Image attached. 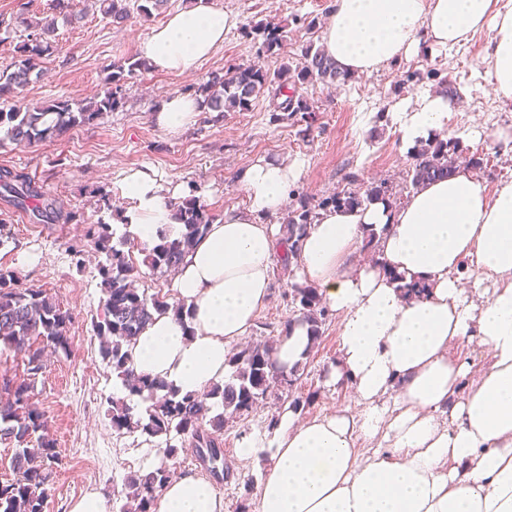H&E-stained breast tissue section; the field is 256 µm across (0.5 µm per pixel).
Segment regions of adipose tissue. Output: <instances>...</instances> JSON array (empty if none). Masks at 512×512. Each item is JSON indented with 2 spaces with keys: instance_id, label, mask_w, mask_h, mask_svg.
Here are the masks:
<instances>
[{
  "instance_id": "ef3b65f1",
  "label": "adipose tissue",
  "mask_w": 512,
  "mask_h": 512,
  "mask_svg": "<svg viewBox=\"0 0 512 512\" xmlns=\"http://www.w3.org/2000/svg\"><path fill=\"white\" fill-rule=\"evenodd\" d=\"M236 25L197 0L153 30L141 54L154 70L191 74ZM485 29L496 92L512 100V0H333L321 40L339 70L368 74L420 43L448 50ZM199 110L176 95L153 120L175 135ZM398 121L404 140L419 143L444 131L448 103L424 98ZM299 175L298 164L268 158L240 172L247 208L225 211L186 255L174 289L189 315H154L132 348L137 373L183 395L223 383L229 345L250 334L269 297L279 229L268 218ZM121 191L139 241L177 238L180 189L146 168L128 172ZM370 224L376 264L358 260ZM296 275L340 316L332 377L349 379L359 408L303 420L286 407L270 439L245 443L240 459L260 450L269 459L257 512H512V181L490 196L459 172L399 207L324 208L301 239ZM469 336L491 360L465 392L468 366L451 346ZM156 512H224V500L211 482L183 476Z\"/></svg>"
}]
</instances>
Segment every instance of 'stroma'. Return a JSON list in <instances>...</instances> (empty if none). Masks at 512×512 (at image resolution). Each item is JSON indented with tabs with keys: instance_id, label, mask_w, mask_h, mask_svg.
I'll list each match as a JSON object with an SVG mask.
<instances>
[{
	"instance_id": "35a3bbf8",
	"label": "stroma",
	"mask_w": 512,
	"mask_h": 512,
	"mask_svg": "<svg viewBox=\"0 0 512 512\" xmlns=\"http://www.w3.org/2000/svg\"><path fill=\"white\" fill-rule=\"evenodd\" d=\"M79 22L58 24V49L47 57L40 77L23 94L39 103L52 100L85 101L103 94L106 66L140 58V45L154 28L188 0H169L150 16L110 24L94 0H74ZM238 19L224 35V43L189 76L140 71L123 87V105L94 123L73 128L47 143L0 147V168L28 174L44 197L62 211H77L81 221L64 224L34 221L0 200V269L13 271L23 286L45 289L68 310L70 354L53 355L35 401L50 421V433L61 455L45 512H68L71 501L95 492L117 512L119 493L127 476L159 465L163 439L145 440L137 433L116 432L108 416V397L123 395L120 380L103 361L100 340L93 327L100 310L99 255L86 230L92 224L109 225L122 237L123 217L129 207L120 195L128 170L155 169L166 181L180 186L184 196H197L213 218L225 209H244L246 196L238 172L265 156L298 162L301 174L288 194V209L301 201L319 204L337 191H364L371 183H385L394 206L410 196L406 172L410 145L393 119L396 110L416 107L424 97L447 96L448 136L459 138L464 155L483 157L474 171L487 193L512 180V101L498 98L485 61L490 34L480 31L464 45L443 52L428 46L417 54L370 74L354 75L343 84H308L301 92L316 110L313 123L276 119L272 94L260 95L246 112H199L183 133L171 136L158 128L153 113L164 99L175 95L199 97L200 87L215 70L261 61L265 70L280 71L296 64L302 49L320 47L332 0H213ZM18 0H0V71L19 57L26 32L20 22ZM283 27L286 42L277 56L257 59L249 32L258 25ZM474 128L503 130L502 140H472ZM81 244L80 254L70 251ZM268 302L260 312L251 340L263 336L264 324L279 326L294 315L284 292L296 274L274 264ZM339 315L326 320L321 344L311 355L298 395L315 393V401L300 410L312 418L339 409L355 408L350 385L330 380L340 352ZM281 400L269 398L248 415L225 423L221 433L230 476L217 485L224 512L246 504L254 512L259 478L266 460L257 455L239 461L245 441L266 436L267 418L280 411Z\"/></svg>"
}]
</instances>
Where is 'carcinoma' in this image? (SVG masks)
<instances>
[{
  "mask_svg": "<svg viewBox=\"0 0 512 512\" xmlns=\"http://www.w3.org/2000/svg\"><path fill=\"white\" fill-rule=\"evenodd\" d=\"M103 17L123 21L133 13L148 16L164 0H97ZM27 35L19 46V59L14 70L0 72V98L18 94L31 80L41 60L56 49V28L38 22L26 23ZM261 42L257 53L279 55L285 46L283 30L276 26L257 28ZM145 67L141 60L123 65L112 63L107 75L109 84L104 95L87 104L76 106L67 100L52 101L36 106H19L8 112L0 111V129L8 140L17 144L32 145L58 139L74 127L95 122L104 114L123 104L122 88L128 77ZM349 75L340 71L322 49L307 47L295 67H288L277 76L249 65L237 67L231 73L212 72L201 87L204 106L212 112L248 110L254 98L266 90L274 89V96L281 99L275 111L286 117L300 116L307 122L315 117V110L298 93V86L310 81L323 84L348 81ZM460 141L454 137L434 139L411 152L409 164L410 184L418 188L426 181L450 177L456 173ZM0 193L12 198L19 209L32 208L38 220L62 218L76 223L80 214L70 211L60 215L55 204H35L41 197L39 188L27 175L7 168H0ZM375 201L389 202L387 187L373 183L362 193L351 190L337 192L324 205L356 208ZM180 223L179 236L161 238L151 248H141V262H136L123 247L130 245L123 239L112 244V233L107 224H92L87 230L96 251L105 256L99 267L103 293L100 320L95 322L101 337L100 354L121 380L126 396L109 399V416L117 432H139L149 438H165L160 449L162 459L158 466L147 473H136L127 481L125 502L118 512H152L154 503L167 483L176 477L171 461L179 453L172 444L178 437L189 444L199 464L210 477L224 478V450L221 431L224 422L239 418L250 409L268 399L275 387H290L303 375L306 362L301 361L287 368L274 361L277 339L263 345L242 348L230 353V375L224 384H215L202 395L185 394L157 380L140 376L134 366L132 346L155 314H172L178 321L188 316L185 303L168 302L158 294L147 295L135 288L141 277V267L151 271L168 272L178 267L185 255L206 230L212 219L206 205L197 197L186 199L175 213ZM311 204L303 202L300 208L288 213L283 225L280 261L292 266L297 260L300 240L312 224ZM291 304L298 312V320L308 325L310 345L305 358H310L318 348L323 326L329 315L319 289L308 284L293 283L288 290ZM72 314L63 309L47 291L24 287L14 274L0 269V346L21 357L27 365V374L19 380L0 379V443L15 448L12 459L15 477L0 483V512H44L45 500L50 491L54 469L61 462L54 439L49 434L45 414L33 398L45 368L44 351L67 353L72 348L70 327ZM139 398L147 404L145 414L134 413L131 401ZM223 412L211 415L215 405Z\"/></svg>",
  "mask_w": 512,
  "mask_h": 512,
  "instance_id": "1",
  "label": "carcinoma"
}]
</instances>
